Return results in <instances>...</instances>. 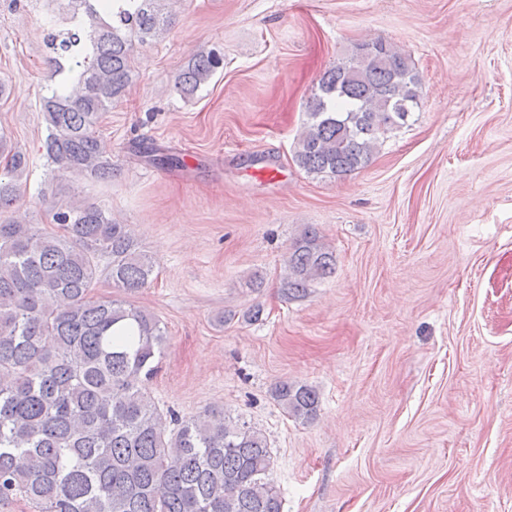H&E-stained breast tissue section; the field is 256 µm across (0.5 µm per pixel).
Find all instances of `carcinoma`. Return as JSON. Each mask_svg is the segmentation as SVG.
<instances>
[{"label":"carcinoma","mask_w":512,"mask_h":512,"mask_svg":"<svg viewBox=\"0 0 512 512\" xmlns=\"http://www.w3.org/2000/svg\"><path fill=\"white\" fill-rule=\"evenodd\" d=\"M164 0H68L72 28L45 34L55 72L78 90L42 97L44 156L61 174L112 180L98 126L133 77L136 47L173 23ZM210 52L178 75L196 94L218 68ZM411 58L383 39L354 44L326 71L307 103L292 161L308 174L344 179L365 168L419 107ZM0 214L19 197L28 156L7 149ZM51 223L0 221V504L22 498L36 512H282L261 430L212 408L200 418L163 410L145 382L159 369L165 330L153 314L118 297L95 299L101 278L123 294L153 281L155 261L127 225L95 203L42 191ZM315 228L292 243L282 278L290 297L335 272ZM274 400L290 416H317L311 386L281 382Z\"/></svg>","instance_id":"cac0c4a2"}]
</instances>
